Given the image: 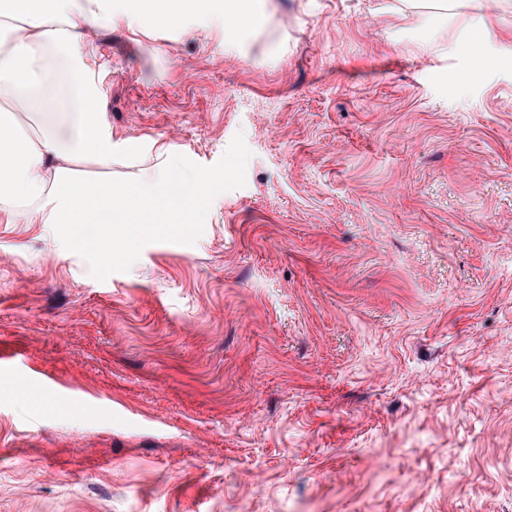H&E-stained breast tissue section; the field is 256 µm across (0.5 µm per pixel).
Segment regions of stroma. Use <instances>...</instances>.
I'll return each mask as SVG.
<instances>
[{"instance_id": "stroma-1", "label": "stroma", "mask_w": 512, "mask_h": 512, "mask_svg": "<svg viewBox=\"0 0 512 512\" xmlns=\"http://www.w3.org/2000/svg\"><path fill=\"white\" fill-rule=\"evenodd\" d=\"M271 2L90 30L116 148L211 182L108 266L0 224V512H512V58ZM245 0H225L217 24L224 33L225 39L232 38L239 30L256 27L263 14L250 6Z\"/></svg>"}]
</instances>
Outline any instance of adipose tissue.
<instances>
[{
  "mask_svg": "<svg viewBox=\"0 0 512 512\" xmlns=\"http://www.w3.org/2000/svg\"><path fill=\"white\" fill-rule=\"evenodd\" d=\"M16 27L0 47V223L66 224L67 246L121 253L155 227L177 231L198 212L207 176L186 178L171 145L134 177L114 149L82 65L95 17L80 0H8Z\"/></svg>",
  "mask_w": 512,
  "mask_h": 512,
  "instance_id": "obj_1",
  "label": "adipose tissue"
}]
</instances>
